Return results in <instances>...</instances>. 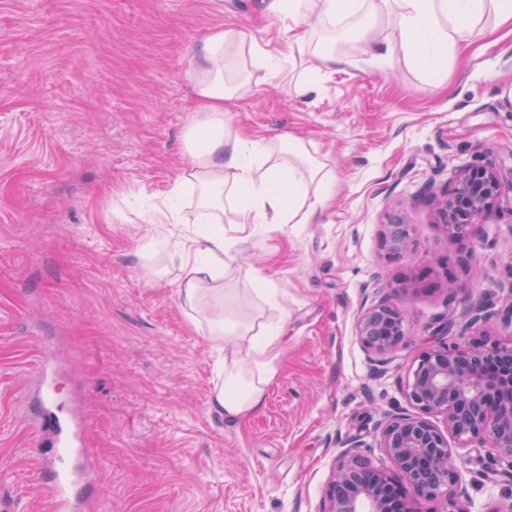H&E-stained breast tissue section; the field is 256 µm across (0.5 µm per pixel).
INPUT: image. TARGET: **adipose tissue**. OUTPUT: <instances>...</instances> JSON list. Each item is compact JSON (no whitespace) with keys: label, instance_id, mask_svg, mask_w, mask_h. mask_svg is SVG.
I'll return each mask as SVG.
<instances>
[{"label":"adipose tissue","instance_id":"1","mask_svg":"<svg viewBox=\"0 0 512 512\" xmlns=\"http://www.w3.org/2000/svg\"><path fill=\"white\" fill-rule=\"evenodd\" d=\"M261 6L271 18H315L314 27L289 30V48H305L316 31L352 19L363 24L362 54L380 63L398 49L430 76L442 54L474 35L485 11H493L497 26L512 28V0H261ZM384 20L395 39L377 34ZM191 55L194 117L183 134L178 180L151 221L180 223L175 203L185 187L196 189L199 228L183 254L177 293L193 319L206 320L209 336L224 351V381L215 386L209 408L232 425L262 408L281 356L283 326L227 313L224 280L234 259L224 247V219L233 215L235 224L252 229L314 223L332 195L335 174L304 139L288 133L246 141L225 119L241 91L281 72L288 55L221 27L198 40ZM313 56L295 85L304 98L318 92L323 75L348 63L332 50L317 48Z\"/></svg>","mask_w":512,"mask_h":512}]
</instances>
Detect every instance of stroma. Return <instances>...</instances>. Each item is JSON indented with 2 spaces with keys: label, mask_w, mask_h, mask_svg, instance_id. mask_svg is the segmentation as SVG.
I'll return each instance as SVG.
<instances>
[{
  "label": "stroma",
  "mask_w": 512,
  "mask_h": 512,
  "mask_svg": "<svg viewBox=\"0 0 512 512\" xmlns=\"http://www.w3.org/2000/svg\"><path fill=\"white\" fill-rule=\"evenodd\" d=\"M288 24L260 0H0V501L15 512H49L30 491L53 476L37 406L52 433L81 425L100 471L71 483L79 512H320L346 439L388 467L377 425L408 411L436 327L512 304V193L457 238L433 203L468 168L512 178V36L463 44L432 78L402 51L377 64L347 47L316 95L283 75L229 114L242 138L313 142L336 184L318 223L228 231L235 313L283 320V348L260 411L235 426L210 411L224 354L182 310L170 261L194 227L146 217L179 175L194 43L221 26L281 50ZM397 221L413 242L398 257ZM385 298L409 336L381 365L357 320ZM459 453L469 512L512 491V473L487 480L489 449Z\"/></svg>",
  "instance_id": "stroma-1"
}]
</instances>
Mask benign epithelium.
I'll use <instances>...</instances> for the list:
<instances>
[{
	"instance_id": "1",
	"label": "benign epithelium",
	"mask_w": 512,
	"mask_h": 512,
	"mask_svg": "<svg viewBox=\"0 0 512 512\" xmlns=\"http://www.w3.org/2000/svg\"><path fill=\"white\" fill-rule=\"evenodd\" d=\"M512 191L492 167L461 172L438 201L448 233L458 237ZM358 336L364 349L382 359L406 342L405 311L387 300L362 311ZM414 414L400 413L380 424L379 448L396 474L373 465L361 444H343L321 512H469L467 490L457 466L453 436L495 452L512 469V339L439 341L420 351L405 387ZM444 416V427L430 419Z\"/></svg>"
}]
</instances>
